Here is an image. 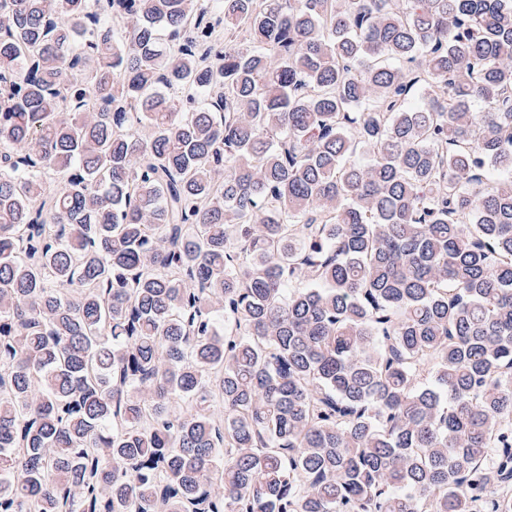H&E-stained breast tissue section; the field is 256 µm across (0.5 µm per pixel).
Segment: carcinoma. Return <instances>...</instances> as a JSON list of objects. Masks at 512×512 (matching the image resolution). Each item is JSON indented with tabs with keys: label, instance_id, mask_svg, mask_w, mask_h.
Segmentation results:
<instances>
[{
	"label": "carcinoma",
	"instance_id": "obj_1",
	"mask_svg": "<svg viewBox=\"0 0 512 512\" xmlns=\"http://www.w3.org/2000/svg\"><path fill=\"white\" fill-rule=\"evenodd\" d=\"M0 512H512V0H0Z\"/></svg>",
	"mask_w": 512,
	"mask_h": 512
}]
</instances>
